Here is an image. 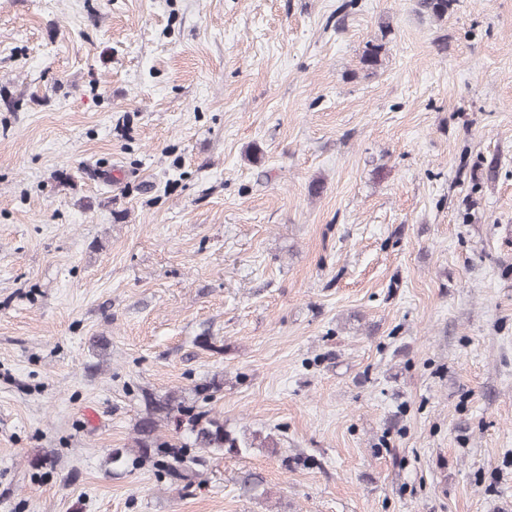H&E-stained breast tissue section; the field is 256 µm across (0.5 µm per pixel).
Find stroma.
I'll use <instances>...</instances> for the list:
<instances>
[{
    "label": "stroma",
    "mask_w": 512,
    "mask_h": 512,
    "mask_svg": "<svg viewBox=\"0 0 512 512\" xmlns=\"http://www.w3.org/2000/svg\"><path fill=\"white\" fill-rule=\"evenodd\" d=\"M0 512H512V0H0ZM184 426L187 437L192 445L198 448H209L213 452L242 454L252 448L254 443H249L245 438L240 439L230 431L224 429V422L219 418L203 420L200 416L189 417L185 423L178 420V425Z\"/></svg>",
    "instance_id": "obj_1"
}]
</instances>
